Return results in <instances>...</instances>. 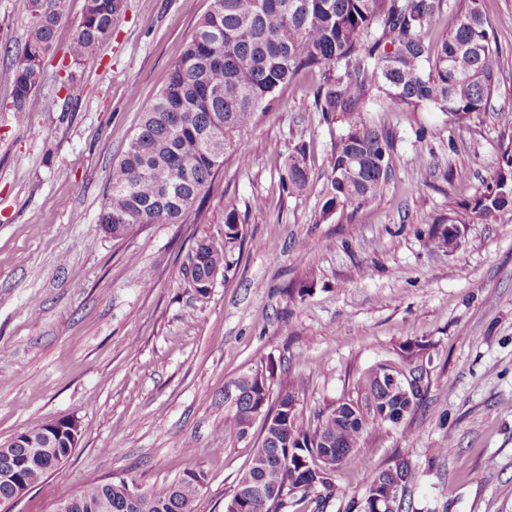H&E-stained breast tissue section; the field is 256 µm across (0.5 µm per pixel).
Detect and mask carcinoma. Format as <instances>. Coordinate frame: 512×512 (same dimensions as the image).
Here are the masks:
<instances>
[{
  "mask_svg": "<svg viewBox=\"0 0 512 512\" xmlns=\"http://www.w3.org/2000/svg\"><path fill=\"white\" fill-rule=\"evenodd\" d=\"M66 0H29L34 18L23 49L0 71L12 87L13 108L20 121L35 110V91L53 50L55 31L65 15ZM480 0H212L180 58L171 67L166 87L144 112L122 158L112 167L110 192L98 215L103 233L121 240L140 224H180L200 214L206 188L229 152H238L242 131L270 111L296 75L307 69L322 73L316 109L344 131L331 157L326 211L362 204L380 195L392 169L388 129L363 117L376 102L384 112L431 106L461 126L486 109L499 72L498 51ZM456 23L433 46L426 32L444 8ZM124 0H85L83 14L68 46L72 63L92 59L112 35ZM503 167L494 183L463 205L490 215L512 204V142L503 150ZM308 182L304 152L288 164V188ZM235 210L225 216L224 246L200 240L186 254L181 272L203 294L215 269L228 273L238 264L244 237ZM426 348L402 351L398 363L414 380H423ZM234 398L224 397L228 413L224 433L248 435L263 418L260 447L224 504L241 512H280L284 496L306 502L336 492V461L352 452L369 454L370 430L399 425L422 400L408 402L391 388L377 366L357 380V397L332 403L307 419L293 404V384L272 392L256 372L234 381ZM46 451L0 447V503L13 499L12 479L37 484L68 454L55 436ZM161 484L130 502L122 485L107 482L75 493L76 512H192L202 485L187 480ZM411 479L405 458L379 468L368 479L360 512H388L375 507L379 484Z\"/></svg>",
  "mask_w": 512,
  "mask_h": 512,
  "instance_id": "obj_1",
  "label": "carcinoma"
}]
</instances>
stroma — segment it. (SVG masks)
<instances>
[{"label":"stroma","instance_id":"obj_1","mask_svg":"<svg viewBox=\"0 0 512 512\" xmlns=\"http://www.w3.org/2000/svg\"><path fill=\"white\" fill-rule=\"evenodd\" d=\"M210 5L126 0L111 39L75 65L65 50L84 0H67L27 122L0 82V444L58 419L80 428L70 457L0 512H54L94 482L147 490L188 468L206 475L195 512H224L261 434L224 432L235 378L292 382L311 417L415 342L430 356L422 406L371 432V454L346 460L334 497L285 512H350L397 454L414 470L411 512H512V206L467 214L455 252L428 236L491 185L512 140V0H482L500 58L486 111L459 126L431 108L367 109L394 144L376 199L324 212L341 126L317 112L321 74L305 70L243 133L247 160L226 158L202 217L114 241L97 222L112 167ZM30 25L28 0H0V66ZM300 148L308 183L297 193L288 160ZM232 209L245 234L237 270L198 294L178 252L223 244Z\"/></svg>","mask_w":512,"mask_h":512}]
</instances>
